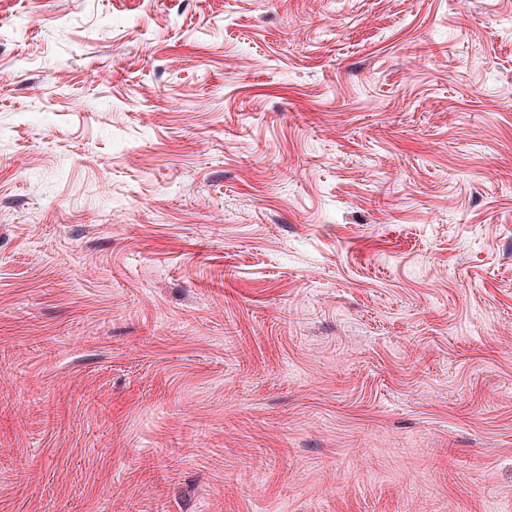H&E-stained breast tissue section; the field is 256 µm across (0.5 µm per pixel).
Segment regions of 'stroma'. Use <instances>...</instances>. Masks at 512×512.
<instances>
[{"instance_id":"35a3bbf8","label":"stroma","mask_w":512,"mask_h":512,"mask_svg":"<svg viewBox=\"0 0 512 512\" xmlns=\"http://www.w3.org/2000/svg\"><path fill=\"white\" fill-rule=\"evenodd\" d=\"M0 512H512V0H0Z\"/></svg>"}]
</instances>
